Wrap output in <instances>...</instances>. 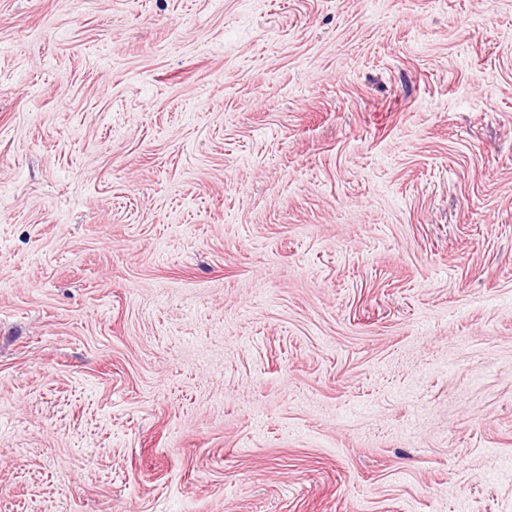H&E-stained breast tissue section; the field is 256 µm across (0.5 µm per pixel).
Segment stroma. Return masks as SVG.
Masks as SVG:
<instances>
[{
	"instance_id": "1",
	"label": "stroma",
	"mask_w": 512,
	"mask_h": 512,
	"mask_svg": "<svg viewBox=\"0 0 512 512\" xmlns=\"http://www.w3.org/2000/svg\"><path fill=\"white\" fill-rule=\"evenodd\" d=\"M0 512H512V0H0Z\"/></svg>"
}]
</instances>
